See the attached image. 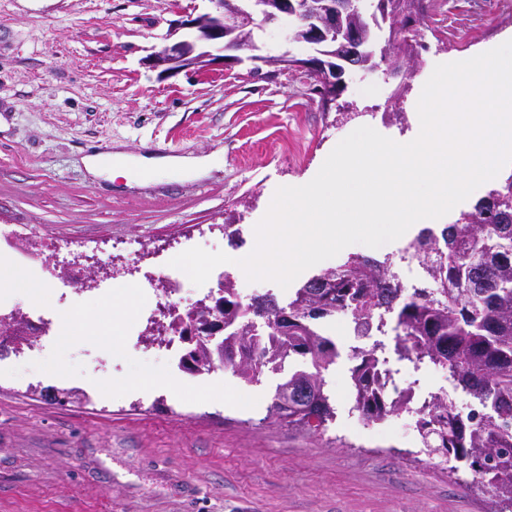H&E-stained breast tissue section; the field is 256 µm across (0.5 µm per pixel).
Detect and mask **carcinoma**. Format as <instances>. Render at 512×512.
<instances>
[{
	"instance_id": "obj_1",
	"label": "carcinoma",
	"mask_w": 512,
	"mask_h": 512,
	"mask_svg": "<svg viewBox=\"0 0 512 512\" xmlns=\"http://www.w3.org/2000/svg\"><path fill=\"white\" fill-rule=\"evenodd\" d=\"M385 20L414 47H424L420 29H407V18L398 15L371 20L362 11L349 13L336 37L359 26L362 61L378 66L384 60L378 30ZM506 214L512 215V175L454 223L438 233L423 228L409 244L439 287H406L390 257L350 256L295 289L286 303V325L242 313L234 282L224 276V352L247 358L232 367L234 375L257 383L264 373H281L290 360H301L302 368L288 372L277 385L268 413L317 437L336 418L324 373L339 357L321 321L345 316L366 331L389 326L397 360L417 370L429 365L446 370L453 390L472 400L463 412L448 393H429L416 410L421 444L449 463V473H471L497 498V512H512V222H500ZM389 378L384 345L353 350L350 389L364 421L410 411L414 384L388 389Z\"/></svg>"
}]
</instances>
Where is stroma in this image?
Instances as JSON below:
<instances>
[{"instance_id": "obj_1", "label": "stroma", "mask_w": 512, "mask_h": 512, "mask_svg": "<svg viewBox=\"0 0 512 512\" xmlns=\"http://www.w3.org/2000/svg\"><path fill=\"white\" fill-rule=\"evenodd\" d=\"M210 0H0V226L59 244L54 261L0 240V299L52 320L66 341L38 336L0 350V512H494L492 493L421 448L412 416L332 421L305 436L268 417L281 377L248 384L230 369L194 375L147 345L151 285L192 247L248 252L278 187L306 180L359 127L415 132L420 71L506 42L503 0H428L424 47L403 99L383 71L347 75L343 121L304 74L264 78L250 64L162 72L149 57L176 21ZM121 145L138 156L222 152L201 179L144 187L92 180L83 156ZM234 225L236 238L224 234ZM146 256L138 270L62 294L50 271L82 252ZM35 275L34 302L14 286ZM179 380L138 394L145 373ZM61 405L33 387L77 389Z\"/></svg>"}]
</instances>
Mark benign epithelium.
<instances>
[{"label":"benign epithelium","instance_id":"benign-epithelium-1","mask_svg":"<svg viewBox=\"0 0 512 512\" xmlns=\"http://www.w3.org/2000/svg\"><path fill=\"white\" fill-rule=\"evenodd\" d=\"M211 11L199 14L179 23L171 34L186 29L188 34L181 39L164 45L151 55L155 67H162L166 72L179 71L190 67H208L215 63L224 65L229 70L233 66L248 59L253 62L269 64L262 57L251 55L255 50L252 46V35L249 27L259 30L269 24H280L286 18L302 25L304 41L318 47L327 33L336 29L341 13L346 8L355 11L360 9L357 0H210ZM217 46L223 55L216 56L210 48ZM337 61L327 55L318 53L316 56L297 58L285 53L274 63L282 70H292L305 74H313L320 81L322 105L330 110L345 87V77L350 69L366 71L361 62L359 34L351 31L341 43ZM224 306V284H219L217 294L197 303L190 313L189 319L180 322L174 329L182 342L188 344L182 356L184 370L194 372L192 352L194 344L206 340L217 346L216 354L219 364H224V322L211 319L203 325L197 319L199 311L208 312ZM34 328L28 317L20 312L13 314L12 320L0 330V340L10 343L19 349L32 344Z\"/></svg>","mask_w":512,"mask_h":512}]
</instances>
